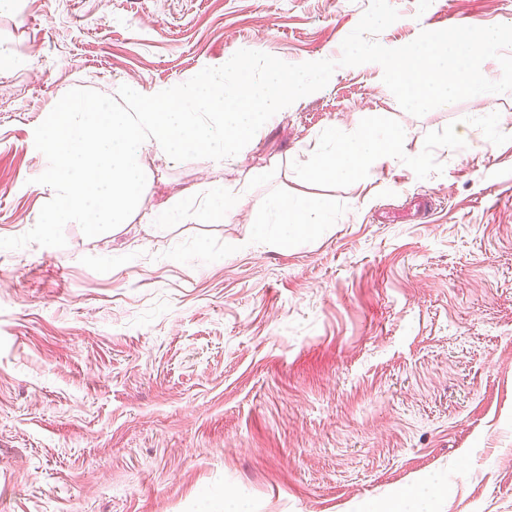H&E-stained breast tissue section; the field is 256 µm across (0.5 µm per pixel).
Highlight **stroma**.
<instances>
[{
  "label": "stroma",
  "instance_id": "obj_1",
  "mask_svg": "<svg viewBox=\"0 0 512 512\" xmlns=\"http://www.w3.org/2000/svg\"><path fill=\"white\" fill-rule=\"evenodd\" d=\"M421 31L512 25V0H391ZM370 0H21L0 44V237L51 198L34 130L74 88L184 83L245 48L336 60ZM413 116L379 64L337 68L233 158L150 166L142 214L250 183L215 223L133 220L62 248L0 250V512H512V92ZM398 120L404 151L455 124L442 174L402 162L344 188L296 181L329 126ZM276 192L336 221L253 248ZM427 223H420L421 209Z\"/></svg>",
  "mask_w": 512,
  "mask_h": 512
}]
</instances>
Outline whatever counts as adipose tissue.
<instances>
[{
  "mask_svg": "<svg viewBox=\"0 0 512 512\" xmlns=\"http://www.w3.org/2000/svg\"><path fill=\"white\" fill-rule=\"evenodd\" d=\"M336 205L330 199H308L274 194L256 221L255 242L265 245L287 246L289 232L303 234L335 223ZM275 226V233H268V226Z\"/></svg>",
  "mask_w": 512,
  "mask_h": 512,
  "instance_id": "ef3b65f1",
  "label": "adipose tissue"
}]
</instances>
